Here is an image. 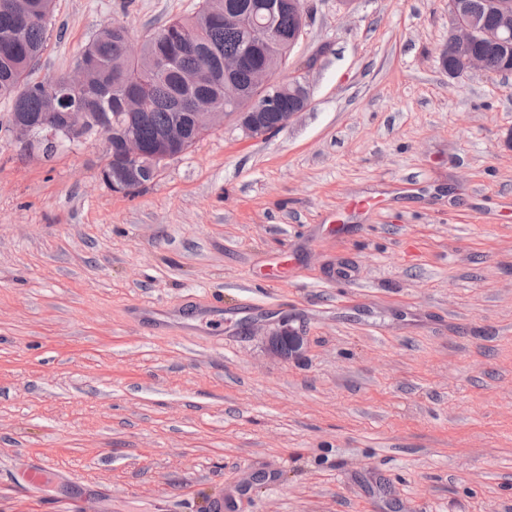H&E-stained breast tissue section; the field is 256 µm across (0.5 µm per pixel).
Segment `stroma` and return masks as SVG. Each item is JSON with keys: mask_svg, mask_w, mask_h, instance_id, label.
<instances>
[{"mask_svg": "<svg viewBox=\"0 0 512 512\" xmlns=\"http://www.w3.org/2000/svg\"><path fill=\"white\" fill-rule=\"evenodd\" d=\"M199 2L56 0L34 77ZM309 4L308 109L138 196L0 127V512H512V75L448 77V0ZM268 344L273 353L288 357V355L297 354L302 350L304 338L288 327V323L285 321L273 336H269Z\"/></svg>", "mask_w": 512, "mask_h": 512, "instance_id": "35a3bbf8", "label": "stroma"}]
</instances>
